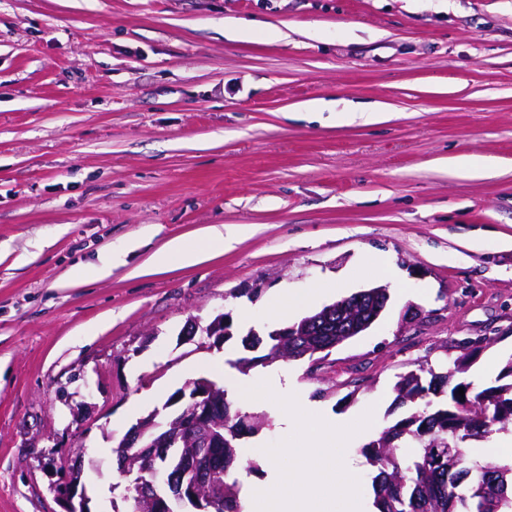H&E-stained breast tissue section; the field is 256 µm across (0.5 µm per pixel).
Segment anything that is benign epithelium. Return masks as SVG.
Segmentation results:
<instances>
[{
  "mask_svg": "<svg viewBox=\"0 0 512 512\" xmlns=\"http://www.w3.org/2000/svg\"><path fill=\"white\" fill-rule=\"evenodd\" d=\"M387 296L384 289H367L350 297L339 299L325 307L319 314L303 319L299 327L271 332L273 336H306L319 328L334 312L348 310L356 312V305L368 297ZM202 331L214 339L215 344L224 341V316L215 317L205 327L198 322L190 326L189 334ZM224 402V388L207 378H200L185 384L169 399L166 407L173 408L166 418L170 428L153 431L156 415L150 414L139 420L117 443L116 454L122 461V472L132 474L129 450L141 448L151 453L158 466L150 470L149 477L134 480L138 491L144 492L140 499L145 502L148 512H174L173 503H188L198 512H224V472L213 471L202 456V448L224 446V418L217 413V407ZM83 461L77 458L70 462L57 463L47 455L44 466L63 468L67 473L68 486L57 491L65 512H85V494L80 490ZM172 468L183 471L185 482L171 487L167 473Z\"/></svg>",
  "mask_w": 512,
  "mask_h": 512,
  "instance_id": "7a95c632",
  "label": "benign epithelium"
}]
</instances>
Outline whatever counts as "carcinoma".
I'll list each match as a JSON object with an SVG mask.
<instances>
[{"label":"carcinoma","mask_w":512,"mask_h":512,"mask_svg":"<svg viewBox=\"0 0 512 512\" xmlns=\"http://www.w3.org/2000/svg\"><path fill=\"white\" fill-rule=\"evenodd\" d=\"M340 344L336 324L320 336H286L284 349L257 358L243 357L235 366L245 371L257 361L302 358L318 341ZM470 355L455 358L442 373L419 368L400 377L394 385L401 403H420L417 411L387 428L363 446L369 464L377 468L372 487L378 512H512V464L481 463L462 449L468 440L486 438L494 427L507 430L512 423V361L494 384L475 390L470 382H454L469 367ZM464 395H459V390ZM224 424V512H242L240 482L232 477L242 462L237 438L230 430L255 419L264 425L267 417L230 411ZM410 452L399 454L400 444Z\"/></svg>","instance_id":"obj_1"}]
</instances>
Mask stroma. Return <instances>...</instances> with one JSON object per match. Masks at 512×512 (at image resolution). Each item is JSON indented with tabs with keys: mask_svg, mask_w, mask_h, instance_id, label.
<instances>
[{
	"mask_svg": "<svg viewBox=\"0 0 512 512\" xmlns=\"http://www.w3.org/2000/svg\"><path fill=\"white\" fill-rule=\"evenodd\" d=\"M359 102L394 116L336 122ZM219 224L250 232L152 268ZM377 285L368 330L288 363L337 420L372 410L356 455L414 412L402 375L469 340L474 387L512 361V0H0V512H63L48 451L83 454L87 512H131L116 442L186 382L230 384L281 288ZM220 314L223 345L184 339ZM283 437L238 440L254 479ZM246 229L229 227L224 234V225L211 226L205 229L202 245L189 247L180 238L169 240L152 256V264L158 269H166L173 264L180 267H191L205 261L213 252L224 251V246L230 247L237 242Z\"/></svg>",
	"mask_w": 512,
	"mask_h": 512,
	"instance_id": "35a3bbf8",
	"label": "stroma"
}]
</instances>
